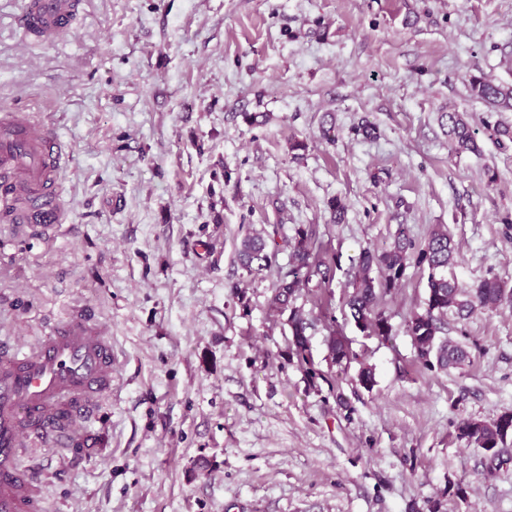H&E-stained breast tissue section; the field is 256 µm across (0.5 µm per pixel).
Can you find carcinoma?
Instances as JSON below:
<instances>
[{
	"label": "carcinoma",
	"instance_id": "cac0c4a2",
	"mask_svg": "<svg viewBox=\"0 0 512 512\" xmlns=\"http://www.w3.org/2000/svg\"><path fill=\"white\" fill-rule=\"evenodd\" d=\"M471 95L488 109L482 124L498 144L512 142V127L491 122L495 112L512 111V86L498 83L480 75L469 82ZM442 124L448 128L451 147L456 152H482L478 131L467 117L456 111L441 113ZM288 271L279 275L273 287L271 304L280 311H289L288 325L298 359L308 361L307 329L312 321L303 309L292 305L299 292L312 281L328 284L334 277L336 263L322 255L315 243V234L300 229L291 244ZM240 261L247 272L259 273L270 267L271 256L266 241L259 236L247 237L242 242ZM428 269L426 296L422 310L414 312L407 321L415 360L427 369L436 366L460 365L469 358L464 344H451L441 333L448 324V316L465 320L474 312L495 311L512 305V289L498 276L481 280L476 286L465 288L452 277L448 269L456 263V248L448 228H435L422 244L409 235L407 225L400 224L392 246L381 253L367 247L360 251L357 266L349 282L352 292L345 297V307L361 331L372 336L387 337L391 325L380 307L382 297L393 293L403 280L409 263ZM329 357L340 366L350 359L348 343L343 336L332 335L328 340ZM455 437L467 446L492 452L491 459H502L512 450V413H504L492 421L462 418L455 426Z\"/></svg>",
	"mask_w": 512,
	"mask_h": 512
}]
</instances>
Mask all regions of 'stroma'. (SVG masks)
I'll use <instances>...</instances> for the list:
<instances>
[{"label": "stroma", "mask_w": 512, "mask_h": 512, "mask_svg": "<svg viewBox=\"0 0 512 512\" xmlns=\"http://www.w3.org/2000/svg\"><path fill=\"white\" fill-rule=\"evenodd\" d=\"M22 4L0 0V111L51 126L70 159L54 235L0 223V336L33 345L89 306L113 356L71 447L21 460L45 512H512V458L454 433L512 412V306L449 321L471 357L445 371L406 332L425 269L383 297L389 339L343 306L361 249L401 224L419 244L447 225L464 286L512 288V144L482 133L481 155L455 154L440 122L485 116L470 77L512 84V0H83L50 45L23 35ZM309 228L336 270L297 300L304 364L269 301ZM255 231L277 247L250 274L238 248Z\"/></svg>", "instance_id": "stroma-1"}]
</instances>
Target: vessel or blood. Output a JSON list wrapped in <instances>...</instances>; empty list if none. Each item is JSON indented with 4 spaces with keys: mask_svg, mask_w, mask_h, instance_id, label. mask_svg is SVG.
Returning a JSON list of instances; mask_svg holds the SVG:
<instances>
[{
    "mask_svg": "<svg viewBox=\"0 0 512 512\" xmlns=\"http://www.w3.org/2000/svg\"><path fill=\"white\" fill-rule=\"evenodd\" d=\"M79 0H25L18 24L27 37L53 41L69 29ZM65 145L22 112L0 114V219L45 234L63 223L57 180ZM112 388V340L82 307L31 349L0 338V512H42L22 457L66 447Z\"/></svg>",
    "mask_w": 512,
    "mask_h": 512,
    "instance_id": "1",
    "label": "vessel or blood"
}]
</instances>
